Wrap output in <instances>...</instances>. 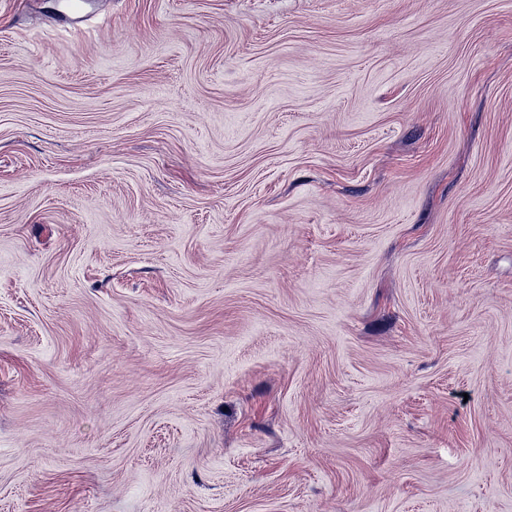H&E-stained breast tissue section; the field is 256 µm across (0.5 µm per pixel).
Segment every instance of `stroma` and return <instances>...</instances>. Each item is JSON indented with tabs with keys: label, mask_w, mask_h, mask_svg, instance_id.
Wrapping results in <instances>:
<instances>
[{
	"label": "stroma",
	"mask_w": 512,
	"mask_h": 512,
	"mask_svg": "<svg viewBox=\"0 0 512 512\" xmlns=\"http://www.w3.org/2000/svg\"><path fill=\"white\" fill-rule=\"evenodd\" d=\"M0 0V512H512V0Z\"/></svg>",
	"instance_id": "obj_1"
}]
</instances>
